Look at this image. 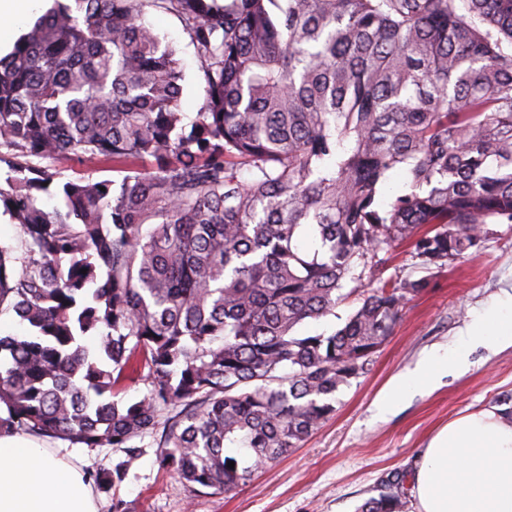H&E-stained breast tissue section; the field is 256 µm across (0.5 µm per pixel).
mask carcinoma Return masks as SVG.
Segmentation results:
<instances>
[{
    "instance_id": "carcinoma-1",
    "label": "carcinoma",
    "mask_w": 512,
    "mask_h": 512,
    "mask_svg": "<svg viewBox=\"0 0 512 512\" xmlns=\"http://www.w3.org/2000/svg\"><path fill=\"white\" fill-rule=\"evenodd\" d=\"M149 8L203 62L188 128ZM32 157L122 178L59 182ZM1 163L21 240L0 241V313L30 332L0 336V431L115 449L104 488L159 432L161 468L230 493L333 415L432 283L385 282L330 334L301 324L400 242L442 268L512 224V0H54L0 58ZM406 477L358 512H404Z\"/></svg>"
}]
</instances>
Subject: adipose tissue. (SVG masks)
<instances>
[{"instance_id": "adipose-tissue-1", "label": "adipose tissue", "mask_w": 512, "mask_h": 512, "mask_svg": "<svg viewBox=\"0 0 512 512\" xmlns=\"http://www.w3.org/2000/svg\"><path fill=\"white\" fill-rule=\"evenodd\" d=\"M46 0H0V52L23 23L42 12ZM468 335L490 344H512V293L485 310ZM466 353L441 347L416 369L395 380L388 393L402 398L410 386L433 387L464 369ZM416 512H512V416L484 408L449 421L426 444L412 472ZM0 512H98L81 468L37 441L0 432Z\"/></svg>"}]
</instances>
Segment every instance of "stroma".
I'll return each mask as SVG.
<instances>
[{
  "instance_id": "35a3bbf8",
  "label": "stroma",
  "mask_w": 512,
  "mask_h": 512,
  "mask_svg": "<svg viewBox=\"0 0 512 512\" xmlns=\"http://www.w3.org/2000/svg\"><path fill=\"white\" fill-rule=\"evenodd\" d=\"M146 20L176 52L183 68L180 110L193 120L204 100L201 62L180 19L149 9ZM431 278L434 286L409 298L391 336L372 355L369 370L335 395L336 412L294 453L258 470L233 492L190 491L159 467L158 440L145 438L139 459L115 488L94 487L99 512H356L375 496L382 479L412 471L430 437L448 421L481 407L495 406L512 393V345L489 347L467 336L465 328L494 304L500 290L512 291V224H492L480 247L442 269L425 270L408 244L391 251L367 287L380 281ZM438 346H460L469 365L442 377L430 389H415L378 405L392 381L412 372ZM47 448L79 461L85 475L111 467L110 448L73 446L46 437Z\"/></svg>"
}]
</instances>
